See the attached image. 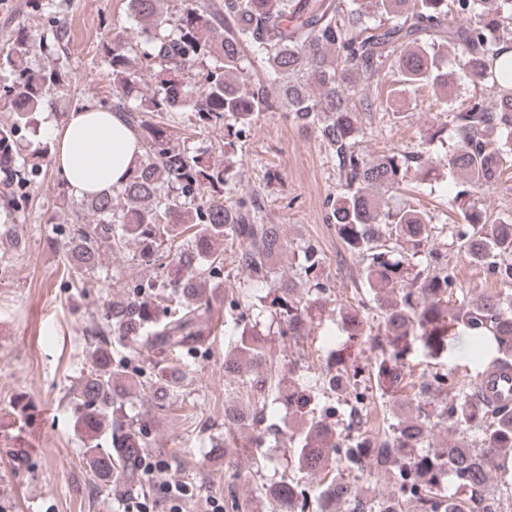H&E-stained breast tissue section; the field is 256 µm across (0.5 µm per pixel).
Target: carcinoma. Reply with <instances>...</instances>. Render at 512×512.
<instances>
[{
    "label": "carcinoma",
    "instance_id": "cac0c4a2",
    "mask_svg": "<svg viewBox=\"0 0 512 512\" xmlns=\"http://www.w3.org/2000/svg\"><path fill=\"white\" fill-rule=\"evenodd\" d=\"M128 10L138 36L109 29L102 50L113 99L102 106L135 131L143 159L124 184L83 199L69 223L55 227L64 237L71 287L85 299L108 253L133 245L139 265L156 269V279L137 280L106 299L100 319L86 329L93 367L70 392V403L86 437L89 466L108 482L144 478L143 449L155 442L154 413L182 378L174 363L184 354L207 352L215 315L224 306L240 310L224 375L254 396L247 410L224 407V449L241 432L262 448L289 428V421L268 422L267 411L276 404L288 405L303 426L290 473L260 491L274 512L306 507L299 503L302 476L332 466L366 481L380 467L391 470L399 493L371 502L373 512H486L494 503L474 499L471 488L488 486L492 462L503 475L512 472V405L485 401L478 386L452 393L443 410L448 447L417 453L437 427L421 408L399 417L383 436L361 429L351 414L347 429L357 432L351 437L327 422L330 412L319 409L298 383L284 384L272 370H260L269 336H303L323 314L324 258L312 248L298 258L299 277L308 284L301 298L294 281L276 279L274 260L288 247L282 226L262 222L258 199L232 198L230 169L237 142L260 113L283 108L298 127L317 134L344 179L342 191L326 202L328 221L359 259L381 321L372 333L361 318L367 306L362 299L336 309V320L380 354L364 370L349 354L331 353L314 380L323 393L344 399L352 394L359 405L371 389L408 408L412 400L399 393L409 358L421 351L436 359L448 350V337L460 333L476 346L495 348L492 368L512 370V314L491 295L453 302L454 272L429 249L433 217L413 208L391 209L377 197L398 189L421 155L391 151L365 160L355 102L358 83L387 71L397 75L394 93L429 83L446 89L442 58L450 52L462 58L464 79L478 93L451 119L456 144L447 167L456 192L449 206L460 216L452 236L470 262L512 282V220H492L474 202L479 189L500 181L512 147V0H181L172 15L165 0H129ZM48 24L49 33L39 39L22 31L0 50V71L11 76L0 85V112L11 114L0 123V197L14 211L29 200L14 187L48 153L39 139L40 115L62 106L52 91L68 79L57 63L67 29L55 15ZM245 46L276 88L245 78L251 65ZM34 56L54 63L34 66ZM146 77L153 83L150 94L141 91ZM186 110L198 127L224 129L222 144L187 137L173 143L178 115ZM217 150L224 152L222 164L213 159ZM188 230L193 247L175 254L164 248ZM226 240L237 242V268L268 289L266 295L243 302L212 293L224 269ZM423 252L426 266L417 269L412 259ZM127 345L153 356L147 370L131 374L129 360L118 354ZM133 384L140 387L145 410L130 422L119 412ZM452 389L451 373L436 372L420 383L419 392ZM467 429L478 430L479 450L456 438ZM103 436L112 451H101ZM450 481L467 494L446 493ZM364 499V485L339 473L320 487V512H357Z\"/></svg>",
    "mask_w": 512,
    "mask_h": 512
}]
</instances>
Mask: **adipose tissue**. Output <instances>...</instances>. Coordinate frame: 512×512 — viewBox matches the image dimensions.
<instances>
[{
	"instance_id": "adipose-tissue-1",
	"label": "adipose tissue",
	"mask_w": 512,
	"mask_h": 512,
	"mask_svg": "<svg viewBox=\"0 0 512 512\" xmlns=\"http://www.w3.org/2000/svg\"><path fill=\"white\" fill-rule=\"evenodd\" d=\"M56 167L75 197L123 184L143 158L135 132L117 114L86 106L47 121Z\"/></svg>"
}]
</instances>
